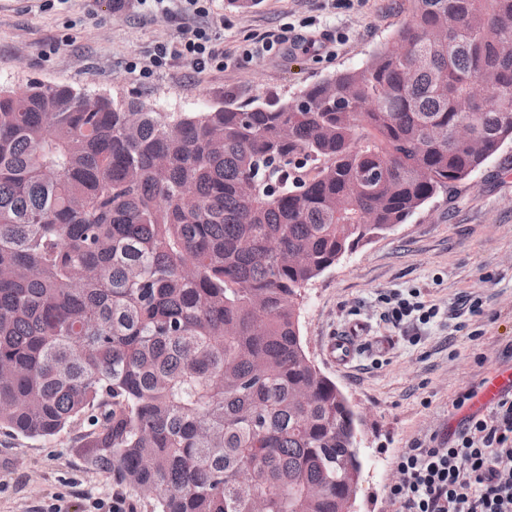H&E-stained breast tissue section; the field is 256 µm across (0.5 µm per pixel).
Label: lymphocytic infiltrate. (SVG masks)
Wrapping results in <instances>:
<instances>
[{
    "label": "lymphocytic infiltrate",
    "instance_id": "1",
    "mask_svg": "<svg viewBox=\"0 0 512 512\" xmlns=\"http://www.w3.org/2000/svg\"><path fill=\"white\" fill-rule=\"evenodd\" d=\"M172 56L192 57L202 67L221 58L202 27L178 45H158L152 63ZM397 467L403 479L390 486L389 497L404 512H512V395L490 414L466 416L447 445L413 448Z\"/></svg>",
    "mask_w": 512,
    "mask_h": 512
}]
</instances>
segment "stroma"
<instances>
[{"label": "stroma", "mask_w": 512, "mask_h": 512, "mask_svg": "<svg viewBox=\"0 0 512 512\" xmlns=\"http://www.w3.org/2000/svg\"><path fill=\"white\" fill-rule=\"evenodd\" d=\"M408 0H258L247 10L209 0L199 16L182 0H0V88L32 80L69 84L94 97L134 96L157 112H204L232 101L293 98L305 87L359 66L391 44ZM207 28L221 66L167 60L144 74L159 44L184 25ZM288 34L265 49L262 37ZM316 40L306 51L296 38ZM436 306L429 323L387 319L411 291ZM310 359L361 417L357 512H400L388 496L398 458L415 442L447 441L461 418L456 395L512 366V143L484 167L423 205L406 223L343 256L301 293ZM362 324L347 363L328 344ZM151 512L152 500L92 466L74 426L53 440L0 428V512Z\"/></svg>", "instance_id": "35a3bbf8"}]
</instances>
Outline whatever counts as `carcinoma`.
<instances>
[{
    "label": "carcinoma",
    "instance_id": "1",
    "mask_svg": "<svg viewBox=\"0 0 512 512\" xmlns=\"http://www.w3.org/2000/svg\"><path fill=\"white\" fill-rule=\"evenodd\" d=\"M408 2L392 46L292 99L0 89L1 428L83 425L153 512H341L358 418L297 296L512 141V0Z\"/></svg>",
    "mask_w": 512,
    "mask_h": 512
}]
</instances>
